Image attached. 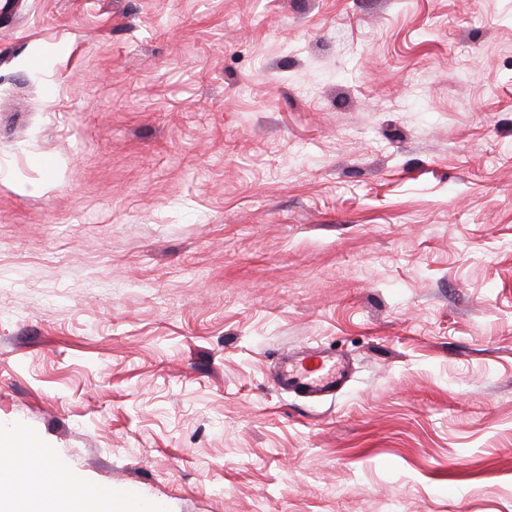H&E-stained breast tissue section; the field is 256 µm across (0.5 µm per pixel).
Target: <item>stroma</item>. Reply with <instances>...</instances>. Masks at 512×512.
I'll use <instances>...</instances> for the list:
<instances>
[{"mask_svg":"<svg viewBox=\"0 0 512 512\" xmlns=\"http://www.w3.org/2000/svg\"><path fill=\"white\" fill-rule=\"evenodd\" d=\"M14 9L0 432L162 512H512V0ZM311 357L320 359L315 368L305 367V373L294 371L288 351L282 354V370L278 382L307 397L336 395L347 381V370L325 351H314ZM338 365V366H337ZM325 370L322 374L311 376Z\"/></svg>","mask_w":512,"mask_h":512,"instance_id":"1","label":"stroma"}]
</instances>
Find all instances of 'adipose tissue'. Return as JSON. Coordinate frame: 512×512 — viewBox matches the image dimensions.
<instances>
[{
	"label": "adipose tissue",
	"mask_w": 512,
	"mask_h": 512,
	"mask_svg": "<svg viewBox=\"0 0 512 512\" xmlns=\"http://www.w3.org/2000/svg\"><path fill=\"white\" fill-rule=\"evenodd\" d=\"M63 470L35 438L0 437V512H149V504L132 495L104 493Z\"/></svg>",
	"instance_id": "adipose-tissue-1"
}]
</instances>
